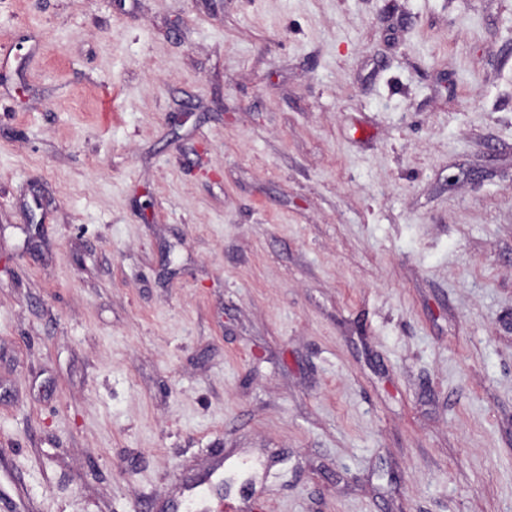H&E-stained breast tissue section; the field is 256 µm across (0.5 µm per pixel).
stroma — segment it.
<instances>
[{"instance_id":"35a3bbf8","label":"stroma","mask_w":512,"mask_h":512,"mask_svg":"<svg viewBox=\"0 0 512 512\" xmlns=\"http://www.w3.org/2000/svg\"><path fill=\"white\" fill-rule=\"evenodd\" d=\"M16 512H512V0H0Z\"/></svg>"}]
</instances>
